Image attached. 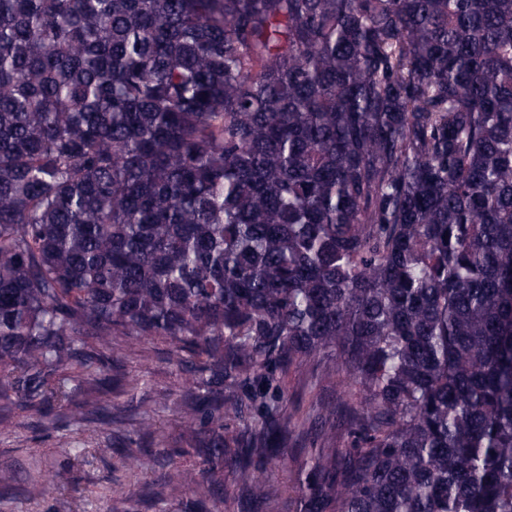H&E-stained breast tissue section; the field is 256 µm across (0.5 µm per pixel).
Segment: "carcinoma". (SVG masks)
Segmentation results:
<instances>
[{"label":"carcinoma","mask_w":512,"mask_h":512,"mask_svg":"<svg viewBox=\"0 0 512 512\" xmlns=\"http://www.w3.org/2000/svg\"><path fill=\"white\" fill-rule=\"evenodd\" d=\"M154 339L149 506L512 512V0H0V426L112 424ZM320 380L319 386H317L316 390L309 394L307 383L312 380ZM338 377L333 378H323L318 375V372L313 373L311 367H305L300 370H290L288 374L284 377V384L288 388V394H292L294 396L303 395V391L305 392V400L306 403L311 401L312 395H316L319 398L323 399H331L334 402H342L344 400L349 399L348 389L342 388L339 383ZM156 409L155 419L158 429L157 434L170 435L177 431L179 420L175 406L172 403H169L166 407L157 406Z\"/></svg>","instance_id":"carcinoma-1"}]
</instances>
